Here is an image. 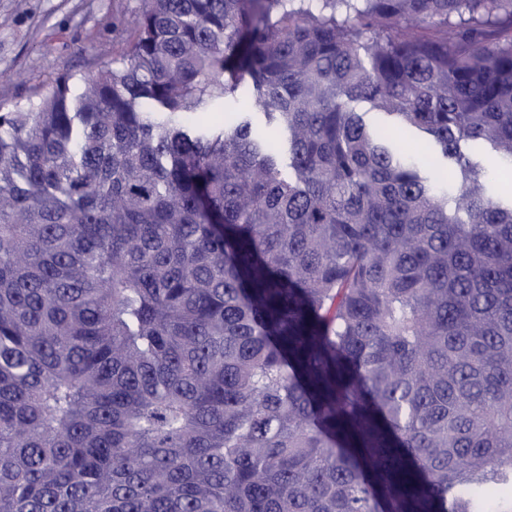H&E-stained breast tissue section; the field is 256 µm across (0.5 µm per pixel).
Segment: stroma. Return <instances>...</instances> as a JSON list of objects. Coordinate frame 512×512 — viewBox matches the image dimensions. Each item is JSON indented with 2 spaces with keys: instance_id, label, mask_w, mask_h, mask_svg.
<instances>
[{
  "instance_id": "1",
  "label": "stroma",
  "mask_w": 512,
  "mask_h": 512,
  "mask_svg": "<svg viewBox=\"0 0 512 512\" xmlns=\"http://www.w3.org/2000/svg\"><path fill=\"white\" fill-rule=\"evenodd\" d=\"M140 0H0V107L27 104L62 71L97 70L120 57ZM492 191L512 195V171L490 148L463 143Z\"/></svg>"
}]
</instances>
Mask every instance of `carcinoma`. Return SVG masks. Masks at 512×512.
I'll return each mask as SVG.
<instances>
[{"instance_id": "1", "label": "carcinoma", "mask_w": 512, "mask_h": 512, "mask_svg": "<svg viewBox=\"0 0 512 512\" xmlns=\"http://www.w3.org/2000/svg\"><path fill=\"white\" fill-rule=\"evenodd\" d=\"M130 24L0 114V512H512V0ZM462 151L467 155L476 156L486 175L487 182L495 194L503 197L511 195L512 178L509 173L511 171L495 151L486 146L477 149L470 142L462 143Z\"/></svg>"}]
</instances>
